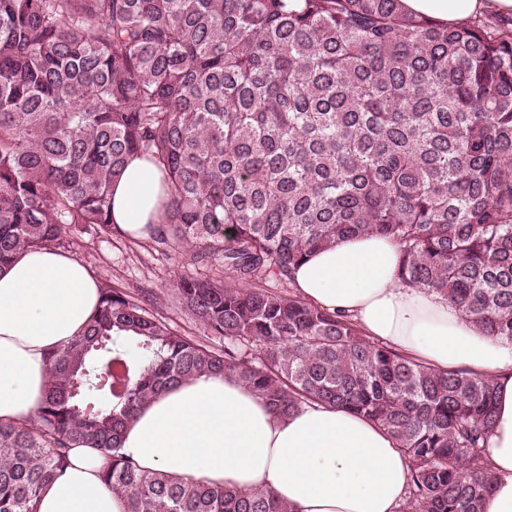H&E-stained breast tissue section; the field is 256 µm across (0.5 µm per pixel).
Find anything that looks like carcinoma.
<instances>
[{
    "mask_svg": "<svg viewBox=\"0 0 512 512\" xmlns=\"http://www.w3.org/2000/svg\"><path fill=\"white\" fill-rule=\"evenodd\" d=\"M133 154L165 174L154 248L222 273L174 282L208 339L175 334L150 291L100 288L48 355L36 412L0 421V512H37L77 444L107 457L126 512H295L118 453L170 385L226 371L277 414L327 404L386 430L409 463L398 512H481L493 378L431 368L287 288L316 250L380 235L402 284L512 341V19L441 26L399 0H0V269L125 235L109 195Z\"/></svg>",
    "mask_w": 512,
    "mask_h": 512,
    "instance_id": "cac0c4a2",
    "label": "carcinoma"
}]
</instances>
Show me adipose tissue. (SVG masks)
Returning <instances> with one entry per match:
<instances>
[{
  "label": "adipose tissue",
  "mask_w": 512,
  "mask_h": 512,
  "mask_svg": "<svg viewBox=\"0 0 512 512\" xmlns=\"http://www.w3.org/2000/svg\"><path fill=\"white\" fill-rule=\"evenodd\" d=\"M443 24L512 16V0H400ZM167 200L162 172L132 157L112 185V221L143 233ZM388 239L351 236L313 254L294 275L301 297L350 316L365 336L441 370L492 376L497 404L484 461L493 481L482 512H512V342L484 335L439 294L402 285ZM99 302L96 277L70 254L42 249L0 270V421L32 415L48 380L46 354L81 334ZM146 470L271 492L296 512H396L409 465L378 424L350 411L305 405L275 415L232 373L172 386L129 424L119 449ZM97 449H71L42 490L38 512H125L103 483Z\"/></svg>",
  "instance_id": "1"
}]
</instances>
